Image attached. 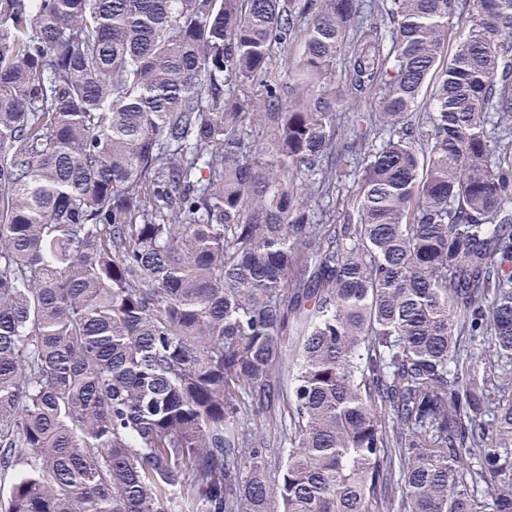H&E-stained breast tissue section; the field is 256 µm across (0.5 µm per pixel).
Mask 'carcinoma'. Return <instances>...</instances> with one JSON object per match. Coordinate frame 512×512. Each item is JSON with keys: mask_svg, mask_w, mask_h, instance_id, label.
<instances>
[{"mask_svg": "<svg viewBox=\"0 0 512 512\" xmlns=\"http://www.w3.org/2000/svg\"><path fill=\"white\" fill-rule=\"evenodd\" d=\"M461 329L512 363V0H0V512H512ZM304 43L301 39L296 40L288 49H275L271 56L269 66L274 72L283 76L288 80V75L293 73L297 68L299 60L302 56ZM354 169L353 161H351L346 167V176L340 177L339 175V180L336 178V188L333 193H330L329 196L318 198L315 204V209L319 215L322 210L327 211V216L332 215L330 223L335 219L333 224H342L346 204H350L356 198L358 190L357 176L350 172L351 170L354 171Z\"/></svg>", "mask_w": 512, "mask_h": 512, "instance_id": "1", "label": "carcinoma"}]
</instances>
